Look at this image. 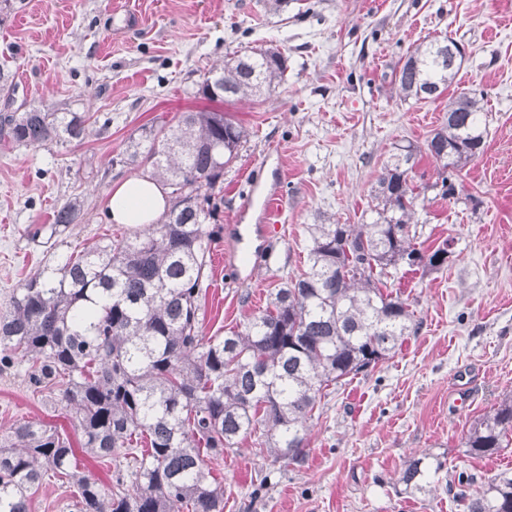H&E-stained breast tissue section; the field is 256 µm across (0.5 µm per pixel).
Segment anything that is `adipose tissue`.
<instances>
[{"instance_id": "adipose-tissue-1", "label": "adipose tissue", "mask_w": 512, "mask_h": 512, "mask_svg": "<svg viewBox=\"0 0 512 512\" xmlns=\"http://www.w3.org/2000/svg\"><path fill=\"white\" fill-rule=\"evenodd\" d=\"M167 206L162 186L149 177H130L108 191L104 211L115 224L133 227L156 222Z\"/></svg>"}]
</instances>
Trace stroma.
<instances>
[{"instance_id":"obj_1","label":"stroma","mask_w":512,"mask_h":512,"mask_svg":"<svg viewBox=\"0 0 512 512\" xmlns=\"http://www.w3.org/2000/svg\"><path fill=\"white\" fill-rule=\"evenodd\" d=\"M450 38L465 50L459 88L480 98L482 156L441 197V170L425 147L448 116L447 98L403 99L395 72L409 51ZM281 52L287 77L261 97L212 101L198 89L227 53ZM13 77L0 114L80 112L83 140L0 145V313L32 275L72 252L131 233L102 211L113 184L146 174L112 159L144 129L183 112L221 110L248 137L224 169L202 295V329L221 336L264 309L270 292L305 267L311 224L373 221L371 190L398 147H418L422 192L413 221L427 246L453 256L405 280L418 330L367 375L322 398L299 464L272 463L252 439L209 460L224 512H465L445 484L467 470L512 469V447L466 454L473 424L512 396V0H10L0 9V63ZM281 207L270 246L246 278L224 273L235 227L262 221L261 198ZM81 206L78 223L50 231L55 210ZM41 421L78 443L57 393L25 368L0 373V436ZM444 457L429 494L404 493L406 463Z\"/></svg>"}]
</instances>
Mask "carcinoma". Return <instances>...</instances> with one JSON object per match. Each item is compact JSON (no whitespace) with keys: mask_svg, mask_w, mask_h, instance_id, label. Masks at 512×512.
<instances>
[{"mask_svg":"<svg viewBox=\"0 0 512 512\" xmlns=\"http://www.w3.org/2000/svg\"><path fill=\"white\" fill-rule=\"evenodd\" d=\"M281 53L256 48L227 54L200 86L210 100L249 99L278 85ZM459 66L448 41L420 44L395 75L404 97L436 100ZM478 100L461 92L427 141L444 176L441 195L483 154L487 130ZM78 112L32 109L0 120V142L12 147L82 140ZM247 131L228 113L185 112L176 123L145 132L142 150L114 165L149 164L168 190L156 224L79 253L16 290L0 315V371L27 365L32 382L59 391L82 434V448L121 460L105 491L79 470L69 439L35 421L14 424L0 442V512H30L29 490L50 474L73 487L69 512H224V487L206 460L255 437L274 461L301 463L307 422L322 391L386 359L417 331L409 298L392 291L398 275L436 267L448 251L419 248L411 224V173L418 150L402 148L379 174L377 218L370 224H310L307 269L270 293L266 309L224 336L202 331L201 294L218 210L215 190ZM80 205L53 215L51 231L75 224ZM512 399L502 400L466 437L471 457L512 443ZM147 439V447L140 440ZM446 461L423 456L399 476L406 492H422ZM474 477L455 473L449 488L467 512H512V470L471 490Z\"/></svg>","mask_w":512,"mask_h":512,"instance_id":"cac0c4a2","label":"carcinoma"}]
</instances>
